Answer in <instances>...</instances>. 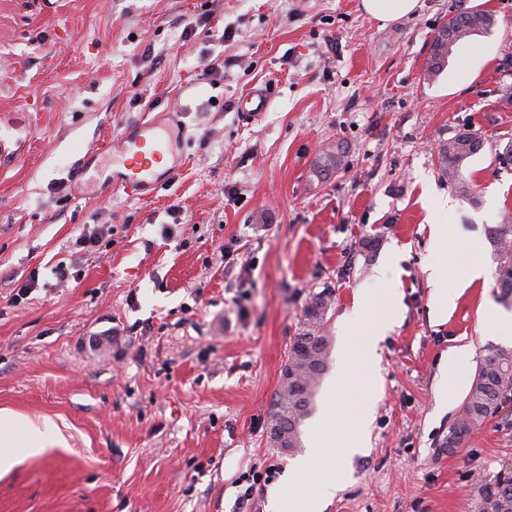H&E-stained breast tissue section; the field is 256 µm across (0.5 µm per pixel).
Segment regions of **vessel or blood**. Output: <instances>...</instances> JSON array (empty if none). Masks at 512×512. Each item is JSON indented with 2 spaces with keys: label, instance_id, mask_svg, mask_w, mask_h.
Here are the masks:
<instances>
[{
  "label": "vessel or blood",
  "instance_id": "obj_1",
  "mask_svg": "<svg viewBox=\"0 0 512 512\" xmlns=\"http://www.w3.org/2000/svg\"><path fill=\"white\" fill-rule=\"evenodd\" d=\"M271 102L267 87L252 89L242 99L237 116L246 124L258 121ZM178 144L172 131L160 130L152 122L137 123L128 128L113 150L122 161V167L113 171L111 185L131 198H143L156 186L154 161L173 154Z\"/></svg>",
  "mask_w": 512,
  "mask_h": 512
}]
</instances>
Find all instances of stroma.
Here are the masks:
<instances>
[{
	"mask_svg": "<svg viewBox=\"0 0 512 512\" xmlns=\"http://www.w3.org/2000/svg\"><path fill=\"white\" fill-rule=\"evenodd\" d=\"M473 6L496 26L425 79L437 29ZM508 53L512 0H418L388 22L360 0H0V410L58 429L40 453L16 449L0 512H267L292 457L266 422L305 302L333 290L336 368L343 317L394 249L400 322L378 347L368 446L341 458L322 512H473L512 470V401L443 451L468 390H447L441 365L471 347L472 380L498 341L495 281L464 285L459 255L495 267L484 228L512 216L497 160L512 140ZM264 85L265 116L241 123L238 100ZM139 121L180 126L174 167L149 197L104 192V143ZM464 128L484 141L472 199L436 170ZM336 142L348 168L317 178ZM85 157L98 185L75 175ZM439 222L453 231L437 249ZM97 224L102 245L78 250ZM433 262L454 287L440 319Z\"/></svg>",
	"mask_w": 512,
	"mask_h": 512,
	"instance_id": "35a3bbf8",
	"label": "stroma"
}]
</instances>
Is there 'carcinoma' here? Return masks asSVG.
Listing matches in <instances>:
<instances>
[{
  "label": "carcinoma",
  "mask_w": 512,
  "mask_h": 512,
  "mask_svg": "<svg viewBox=\"0 0 512 512\" xmlns=\"http://www.w3.org/2000/svg\"><path fill=\"white\" fill-rule=\"evenodd\" d=\"M496 24L493 12L477 6L448 18L432 39L425 77L430 80L438 77L461 45L474 36L490 32ZM483 146L477 133L464 129L449 138L438 151L439 177L464 197L473 194L472 181L464 171ZM346 158L343 146L329 144L317 154L313 170L325 179L342 169ZM485 235L496 261L495 284L499 288V299L503 303L512 301V222L492 224L485 229ZM332 296V290L325 287L308 299L289 344L282 371V389L267 425L270 444L284 452L292 453L301 447V426L327 366L331 337L326 325ZM511 396L512 347L490 344L479 359L461 412L449 426L441 448L453 453L462 447L478 426L504 408ZM474 512H512V470H501L481 485Z\"/></svg>",
  "instance_id": "carcinoma-1"
}]
</instances>
